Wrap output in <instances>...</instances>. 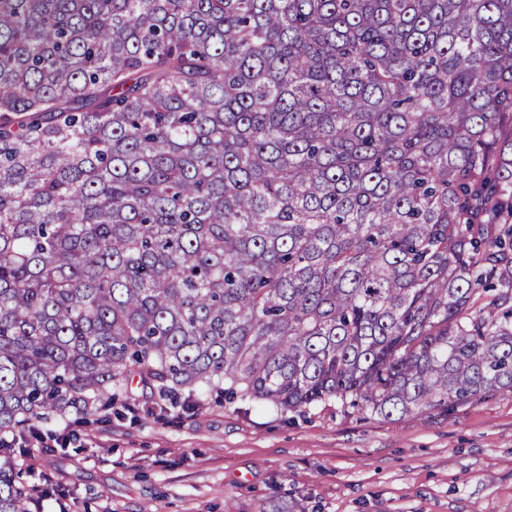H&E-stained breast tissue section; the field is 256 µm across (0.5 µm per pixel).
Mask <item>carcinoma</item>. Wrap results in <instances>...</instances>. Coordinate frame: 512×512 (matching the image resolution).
Instances as JSON below:
<instances>
[{"label":"carcinoma","instance_id":"obj_1","mask_svg":"<svg viewBox=\"0 0 512 512\" xmlns=\"http://www.w3.org/2000/svg\"><path fill=\"white\" fill-rule=\"evenodd\" d=\"M136 376L512 392V0H0V436Z\"/></svg>","mask_w":512,"mask_h":512}]
</instances>
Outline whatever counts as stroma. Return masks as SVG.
I'll use <instances>...</instances> for the list:
<instances>
[{
	"instance_id": "stroma-1",
	"label": "stroma",
	"mask_w": 512,
	"mask_h": 512,
	"mask_svg": "<svg viewBox=\"0 0 512 512\" xmlns=\"http://www.w3.org/2000/svg\"><path fill=\"white\" fill-rule=\"evenodd\" d=\"M50 428L66 447L16 462L50 473L77 512H512L510 392L383 420L213 392L170 402L134 382Z\"/></svg>"
}]
</instances>
